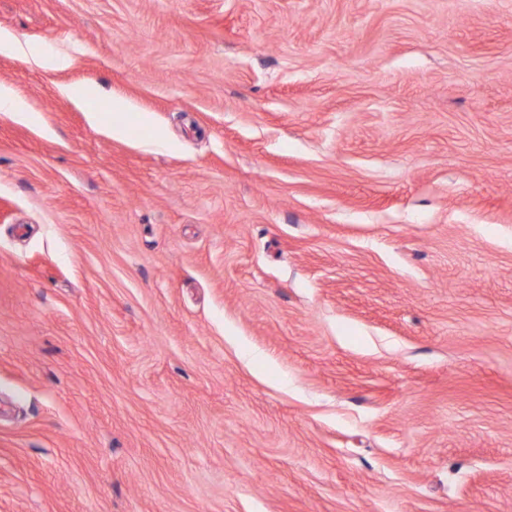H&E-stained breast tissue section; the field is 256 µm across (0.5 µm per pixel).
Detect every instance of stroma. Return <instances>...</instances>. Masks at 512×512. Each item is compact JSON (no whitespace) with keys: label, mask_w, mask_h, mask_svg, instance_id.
<instances>
[{"label":"stroma","mask_w":512,"mask_h":512,"mask_svg":"<svg viewBox=\"0 0 512 512\" xmlns=\"http://www.w3.org/2000/svg\"><path fill=\"white\" fill-rule=\"evenodd\" d=\"M1 30L0 512H512V0Z\"/></svg>","instance_id":"1"}]
</instances>
